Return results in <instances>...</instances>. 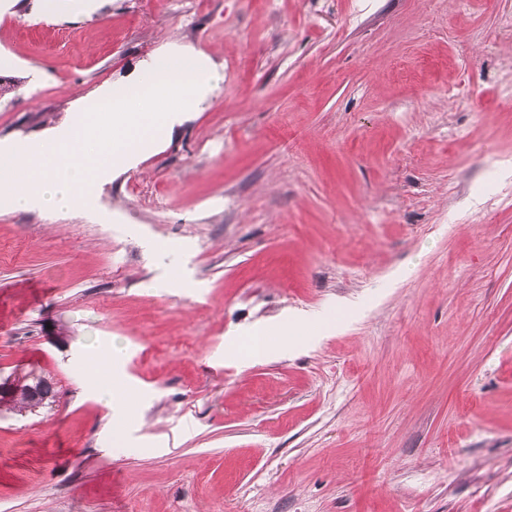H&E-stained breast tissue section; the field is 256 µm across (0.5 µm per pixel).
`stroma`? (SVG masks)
<instances>
[{"instance_id": "1", "label": "stroma", "mask_w": 512, "mask_h": 512, "mask_svg": "<svg viewBox=\"0 0 512 512\" xmlns=\"http://www.w3.org/2000/svg\"><path fill=\"white\" fill-rule=\"evenodd\" d=\"M196 52L93 211L0 204V374L58 389L0 512H512V0H0V144Z\"/></svg>"}]
</instances>
